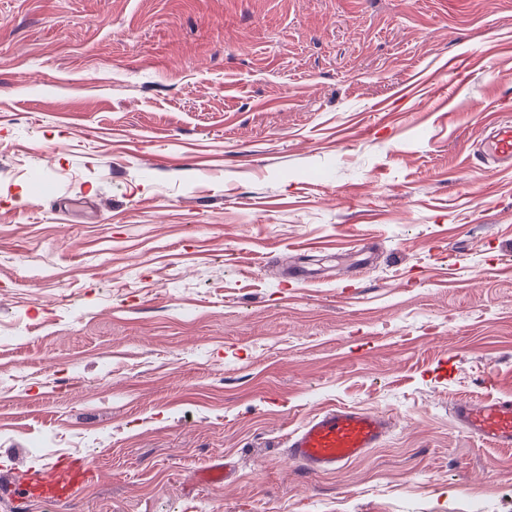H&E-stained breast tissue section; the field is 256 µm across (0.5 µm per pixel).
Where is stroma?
<instances>
[{"mask_svg": "<svg viewBox=\"0 0 512 512\" xmlns=\"http://www.w3.org/2000/svg\"><path fill=\"white\" fill-rule=\"evenodd\" d=\"M505 112L512 0H0V477L93 472L0 512H512L449 411L512 397ZM333 404L390 434L311 475ZM484 143L486 154L493 160L507 162L512 165V119L498 120L485 135ZM88 472H80L79 468L66 461H58L50 467L38 472H30V477L24 483L26 498L63 503L73 497L77 486L83 484Z\"/></svg>", "mask_w": 512, "mask_h": 512, "instance_id": "obj_1", "label": "stroma"}]
</instances>
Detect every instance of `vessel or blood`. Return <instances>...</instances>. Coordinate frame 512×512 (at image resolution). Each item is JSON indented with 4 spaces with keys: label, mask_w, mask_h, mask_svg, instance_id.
Listing matches in <instances>:
<instances>
[{
    "label": "vessel or blood",
    "mask_w": 512,
    "mask_h": 512,
    "mask_svg": "<svg viewBox=\"0 0 512 512\" xmlns=\"http://www.w3.org/2000/svg\"><path fill=\"white\" fill-rule=\"evenodd\" d=\"M486 154L512 165V119H501L484 136ZM455 422L495 448L512 447V399L461 398L452 405ZM389 430L387 418L379 412L346 406L320 410L289 442V456L304 470L331 473L378 447ZM85 481L79 468L65 461L31 473L25 484L27 498L63 503Z\"/></svg>",
    "instance_id": "vessel-or-blood-1"
}]
</instances>
